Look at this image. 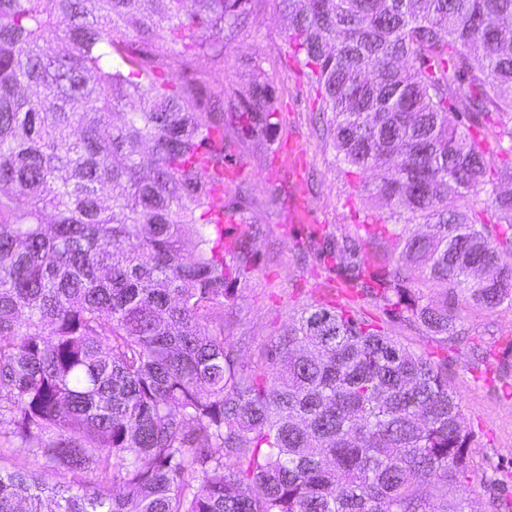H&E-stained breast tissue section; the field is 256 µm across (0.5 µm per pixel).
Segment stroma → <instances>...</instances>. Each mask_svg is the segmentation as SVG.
Here are the masks:
<instances>
[{"label": "stroma", "instance_id": "stroma-1", "mask_svg": "<svg viewBox=\"0 0 512 512\" xmlns=\"http://www.w3.org/2000/svg\"><path fill=\"white\" fill-rule=\"evenodd\" d=\"M247 17L224 33V54L212 57L176 47L170 73L198 83L202 99H224V138L229 163L241 174L224 189L223 203L243 199L242 224H228V239L251 238L249 269L234 286V302L224 312V343L243 363L258 362L262 351L291 323L303 306L330 302L383 326L411 349L448 360V384L461 400L474 433L471 455L481 471L498 478L512 497V398L497 384L476 378L480 351L442 350L418 326L390 317L382 302L361 291L344 293L342 272L304 250L303 241L331 233L356 243L372 268L385 264L383 245L369 241L361 224L369 209L359 188L366 176L348 174L315 120L318 93L286 40L288 21L278 0H247ZM269 82L283 121L268 137L242 136L235 116L252 81ZM464 326L475 336H512V308H471Z\"/></svg>", "mask_w": 512, "mask_h": 512}]
</instances>
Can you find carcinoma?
I'll use <instances>...</instances> for the list:
<instances>
[{
	"label": "carcinoma",
	"instance_id": "1",
	"mask_svg": "<svg viewBox=\"0 0 512 512\" xmlns=\"http://www.w3.org/2000/svg\"><path fill=\"white\" fill-rule=\"evenodd\" d=\"M245 2L0 0V437L37 462L0 469V512H465L474 434L446 360L327 304L260 367L224 346L249 259L213 214L224 101L167 68L178 43L223 55ZM279 7L323 135L387 207L367 218L397 257L344 287L481 347L453 299L512 307V0ZM242 116L251 137L279 124L270 84Z\"/></svg>",
	"mask_w": 512,
	"mask_h": 512
}]
</instances>
